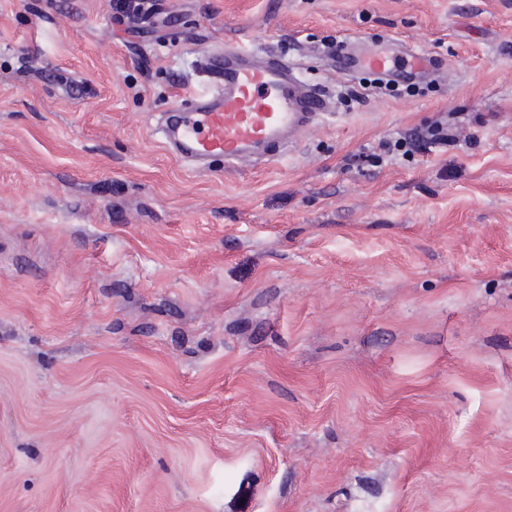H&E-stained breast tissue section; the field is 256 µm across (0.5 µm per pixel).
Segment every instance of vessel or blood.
Wrapping results in <instances>:
<instances>
[{
	"instance_id": "b4317fda",
	"label": "vessel or blood",
	"mask_w": 512,
	"mask_h": 512,
	"mask_svg": "<svg viewBox=\"0 0 512 512\" xmlns=\"http://www.w3.org/2000/svg\"><path fill=\"white\" fill-rule=\"evenodd\" d=\"M380 76H397L396 60L372 50L349 58L338 52L337 73L352 66ZM201 70L209 86L172 109L161 128L162 138L183 162L199 170L213 164L235 166L267 163L287 151L297 134L330 108L326 93L300 82L295 67L283 58L257 56L245 48L211 52Z\"/></svg>"
}]
</instances>
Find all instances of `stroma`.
I'll return each mask as SVG.
<instances>
[{
    "instance_id": "obj_1",
    "label": "stroma",
    "mask_w": 512,
    "mask_h": 512,
    "mask_svg": "<svg viewBox=\"0 0 512 512\" xmlns=\"http://www.w3.org/2000/svg\"><path fill=\"white\" fill-rule=\"evenodd\" d=\"M234 47L332 108L198 173L162 115ZM0 512H512V0H0ZM352 63L380 76L396 77L401 74L395 69V58L384 50H372L351 61L343 48H341L336 59H334L333 67L336 68V72L339 74H348ZM455 135L448 133V125L441 122L418 128L402 141L406 153H420L433 145H448L455 141Z\"/></svg>"
}]
</instances>
